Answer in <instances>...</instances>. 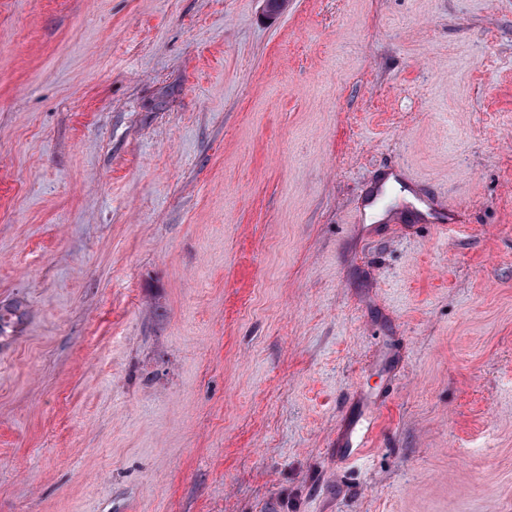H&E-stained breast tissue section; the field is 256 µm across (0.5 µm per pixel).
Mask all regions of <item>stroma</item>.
Returning a JSON list of instances; mask_svg holds the SVG:
<instances>
[{
    "mask_svg": "<svg viewBox=\"0 0 512 512\" xmlns=\"http://www.w3.org/2000/svg\"><path fill=\"white\" fill-rule=\"evenodd\" d=\"M15 301L0 512H512V0H0ZM358 422L349 423L347 427L336 437V454H344L347 448L363 450L372 441L371 420L365 425L359 426Z\"/></svg>",
    "mask_w": 512,
    "mask_h": 512,
    "instance_id": "obj_1",
    "label": "stroma"
}]
</instances>
